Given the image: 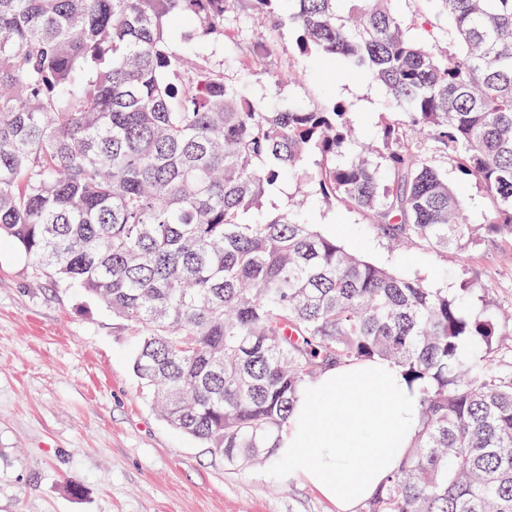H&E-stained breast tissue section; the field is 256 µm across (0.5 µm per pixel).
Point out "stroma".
I'll return each instance as SVG.
<instances>
[{"label": "stroma", "instance_id": "1", "mask_svg": "<svg viewBox=\"0 0 512 512\" xmlns=\"http://www.w3.org/2000/svg\"><path fill=\"white\" fill-rule=\"evenodd\" d=\"M393 5L414 38L448 27L432 0ZM238 26L245 39L219 54L229 75L251 42L294 38L288 26L271 33L245 15ZM287 64L296 72L289 86L274 89L262 73L250 81L267 107L336 99L370 127L395 109L372 79L327 85L313 58L269 61L273 70ZM427 156L459 191L470 223L482 224L483 191L436 143H428ZM302 199L304 218L374 265L452 294L465 285L483 289L482 307L503 331L494 362L512 359V238L481 239L460 252L398 248L362 212L304 196L295 185L278 197V209L294 210ZM136 344L105 305L33 274L13 243L0 241V512H336L289 464L227 469L223 457L164 422L133 374ZM74 485L80 494L71 493Z\"/></svg>", "mask_w": 512, "mask_h": 512}]
</instances>
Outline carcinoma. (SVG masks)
<instances>
[{"label": "carcinoma", "instance_id": "1", "mask_svg": "<svg viewBox=\"0 0 512 512\" xmlns=\"http://www.w3.org/2000/svg\"><path fill=\"white\" fill-rule=\"evenodd\" d=\"M454 45L407 36L392 0H0V239L33 273L100 300L139 338L133 372L158 415L236 468L274 458L301 392L325 369L400 366L422 426L361 512H512V365L463 296L345 250L286 213L251 216L295 180L395 241L462 251L440 145L512 237V0H434ZM295 31L288 55L326 81L369 76L399 119L372 137L344 102L275 111L238 77L174 47L179 22L218 48L234 18Z\"/></svg>", "mask_w": 512, "mask_h": 512}]
</instances>
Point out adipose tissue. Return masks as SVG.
I'll return each instance as SVG.
<instances>
[{
    "label": "adipose tissue",
    "mask_w": 512,
    "mask_h": 512,
    "mask_svg": "<svg viewBox=\"0 0 512 512\" xmlns=\"http://www.w3.org/2000/svg\"><path fill=\"white\" fill-rule=\"evenodd\" d=\"M422 409L419 389L390 362L332 367L300 395L278 434L276 456L336 512H356L407 455Z\"/></svg>",
    "instance_id": "ef3b65f1"
}]
</instances>
